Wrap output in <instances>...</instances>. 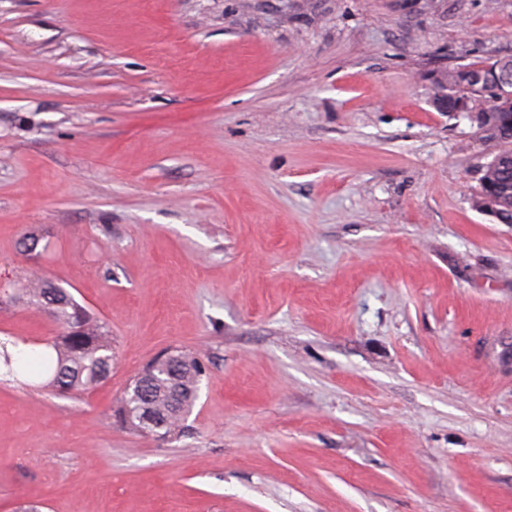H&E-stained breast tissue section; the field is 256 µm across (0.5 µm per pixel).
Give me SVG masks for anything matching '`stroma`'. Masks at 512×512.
I'll list each match as a JSON object with an SVG mask.
<instances>
[{
  "mask_svg": "<svg viewBox=\"0 0 512 512\" xmlns=\"http://www.w3.org/2000/svg\"><path fill=\"white\" fill-rule=\"evenodd\" d=\"M502 57L512 0H0V338L53 334L35 271L112 334L83 400L0 375V512H512L499 145L431 104ZM173 349L199 397L137 434ZM204 372L202 361L184 351L173 350L155 359L125 390L124 422L145 435L174 437L198 398Z\"/></svg>",
  "mask_w": 512,
  "mask_h": 512,
  "instance_id": "1",
  "label": "stroma"
}]
</instances>
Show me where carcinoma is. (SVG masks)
<instances>
[{
	"label": "carcinoma",
	"mask_w": 512,
	"mask_h": 512,
	"mask_svg": "<svg viewBox=\"0 0 512 512\" xmlns=\"http://www.w3.org/2000/svg\"><path fill=\"white\" fill-rule=\"evenodd\" d=\"M441 74L453 86L447 111L456 109L463 98L476 111L491 113L497 125V131L489 138L501 145L496 153L498 164L493 170L480 173L477 192L506 191L511 195L512 99L490 86L464 81L457 67L446 68ZM16 299L34 309L48 311L57 326L53 335L39 343L40 349L27 353L37 369V387L80 398L103 385L112 370V336L102 320L78 303L69 291L42 279L19 289ZM204 372L202 361L184 351L173 350L155 359L125 390L121 408L124 422L145 435L174 437L197 400Z\"/></svg>",
	"instance_id": "obj_1"
}]
</instances>
